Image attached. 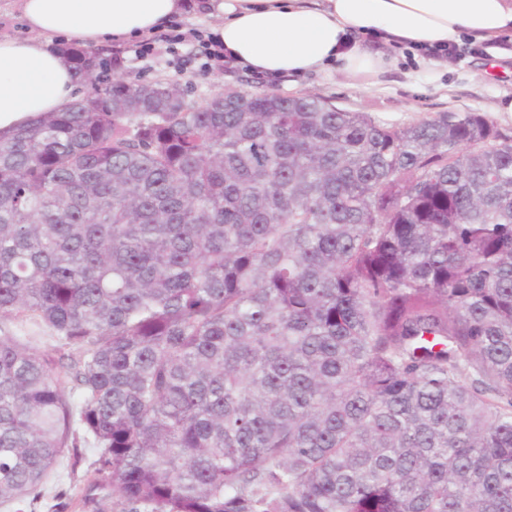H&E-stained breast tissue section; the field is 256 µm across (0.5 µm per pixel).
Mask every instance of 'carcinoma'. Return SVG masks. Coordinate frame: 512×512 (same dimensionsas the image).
Instances as JSON below:
<instances>
[{
    "mask_svg": "<svg viewBox=\"0 0 512 512\" xmlns=\"http://www.w3.org/2000/svg\"><path fill=\"white\" fill-rule=\"evenodd\" d=\"M170 86L0 133V506L512 512V136ZM88 463H83L78 467L74 476L71 473L70 468L66 466H62L58 469L55 475L51 478L50 482L47 483L44 487V495L41 498L40 502L37 505L32 506L28 509V511L32 512H49V508L46 505L47 503H54L53 497L61 491L70 492V486H73L77 481H84L89 478L91 473L87 470ZM74 477V479H73Z\"/></svg>",
    "mask_w": 512,
    "mask_h": 512,
    "instance_id": "cac0c4a2",
    "label": "carcinoma"
}]
</instances>
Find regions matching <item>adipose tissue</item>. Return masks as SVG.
<instances>
[{"label":"adipose tissue","mask_w":512,"mask_h":512,"mask_svg":"<svg viewBox=\"0 0 512 512\" xmlns=\"http://www.w3.org/2000/svg\"><path fill=\"white\" fill-rule=\"evenodd\" d=\"M33 36L0 37V132L58 111L72 90L67 56L47 40L129 42L187 11L215 18L210 32L236 65L271 76L335 66L370 79L390 66L385 48L512 41V0H20Z\"/></svg>","instance_id":"adipose-tissue-1"}]
</instances>
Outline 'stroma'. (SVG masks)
<instances>
[{"instance_id": "35a3bbf8", "label": "stroma", "mask_w": 512, "mask_h": 512, "mask_svg": "<svg viewBox=\"0 0 512 512\" xmlns=\"http://www.w3.org/2000/svg\"><path fill=\"white\" fill-rule=\"evenodd\" d=\"M176 21L183 30H195L196 35L174 50L162 49L141 56L135 41H105L96 44L95 49L106 55H120L122 64L116 73L127 82L174 81L188 89L190 100L198 103L225 88L273 90L290 95L313 92L337 107L365 112L376 121L397 126L441 112H478L503 134L512 136V112L500 109L503 102L512 99L511 57L401 58L366 83L333 68L304 76L268 77L234 64L211 69L200 42L210 28V20L186 13L177 15Z\"/></svg>"}]
</instances>
